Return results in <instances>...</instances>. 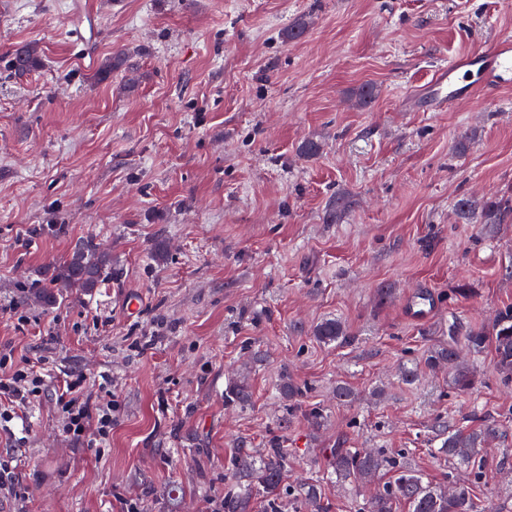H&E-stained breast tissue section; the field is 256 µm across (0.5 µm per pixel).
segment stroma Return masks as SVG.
Listing matches in <instances>:
<instances>
[{
    "mask_svg": "<svg viewBox=\"0 0 512 512\" xmlns=\"http://www.w3.org/2000/svg\"><path fill=\"white\" fill-rule=\"evenodd\" d=\"M492 38L512 39V0H9L0 63L31 43L41 64L0 78V352L47 381L0 428V512H212L238 443L273 440L286 484L322 490L296 512H355L391 474L326 481V449L401 451L470 482L431 454L440 419L497 430L474 493L512 512V387L492 348L461 350L468 392L426 364L449 330H491L512 307V211L484 217L512 196V88L437 112L420 98ZM89 238L112 256L99 288L36 302ZM421 286L438 305L416 322L403 301ZM328 319L341 343L315 338ZM65 372L112 399L109 439L63 433ZM285 375L309 388L292 414ZM234 381L246 408L224 402Z\"/></svg>",
    "mask_w": 512,
    "mask_h": 512,
    "instance_id": "35a3bbf8",
    "label": "stroma"
}]
</instances>
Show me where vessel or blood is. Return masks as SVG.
<instances>
[{
  "mask_svg": "<svg viewBox=\"0 0 512 512\" xmlns=\"http://www.w3.org/2000/svg\"><path fill=\"white\" fill-rule=\"evenodd\" d=\"M512 87V41L492 39L479 50L449 62L435 80L433 90L438 99L463 103L477 95H491ZM407 318H425L435 308L429 289H418L407 298Z\"/></svg>",
  "mask_w": 512,
  "mask_h": 512,
  "instance_id": "b4317fda",
  "label": "vessel or blood"
}]
</instances>
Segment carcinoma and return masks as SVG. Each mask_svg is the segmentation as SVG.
<instances>
[{"instance_id":"obj_1","label":"carcinoma","mask_w":512,"mask_h":512,"mask_svg":"<svg viewBox=\"0 0 512 512\" xmlns=\"http://www.w3.org/2000/svg\"><path fill=\"white\" fill-rule=\"evenodd\" d=\"M39 59L29 45H22L11 53V69L22 75L35 68ZM512 209V199L496 198L486 203L487 223L494 224L502 212ZM110 259L101 251L93 239L80 243L70 257L55 267L54 274L41 288L36 289L35 299L46 305L56 301L55 290L59 288H78L91 293L103 280ZM314 335L323 343L338 342L343 339V328L335 320H326L316 326ZM467 344L474 350L484 348L486 342L494 346V366L500 380L512 382V311L498 316L487 334L472 330L467 334ZM458 339L456 332L448 330V345L438 348L430 356L428 365L432 368L446 365L451 372L454 385L458 390L467 392L474 387L475 379L469 366L459 362L457 355ZM309 387L295 383L290 377H283L281 393L288 401V413H293L307 394ZM246 385L238 382L229 384L224 393V402L228 405L244 408L249 401ZM440 446L433 449V457L439 461H453L470 467L472 484H478L485 476V444L495 438L492 428L470 431H450L443 425L437 434ZM287 460L282 449L274 445L255 452L245 446L240 447L228 462V469L235 481L227 486L221 504L223 512H251L252 489L259 487L265 494L267 512H285L292 506V500L299 499L305 504L318 506L321 488L315 484H297L287 489L282 484L286 472ZM331 474L340 481L355 478L370 481L383 469L394 473V479L388 485L375 491L358 512H392L393 503L404 501L410 512H477L473 489L458 486L453 480L446 483H432L423 479L418 471L408 467L401 459L379 448L373 452H364L356 448L329 449Z\"/></svg>"}]
</instances>
